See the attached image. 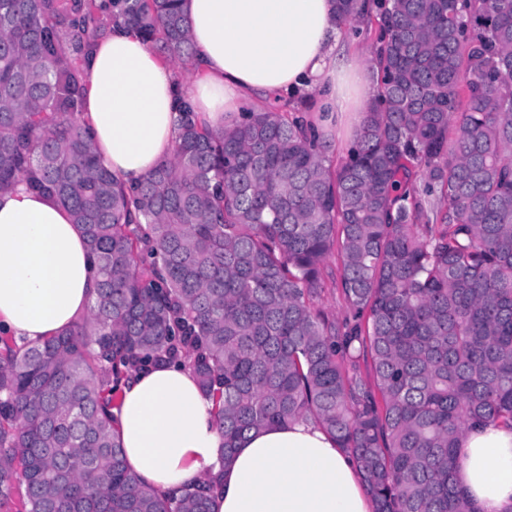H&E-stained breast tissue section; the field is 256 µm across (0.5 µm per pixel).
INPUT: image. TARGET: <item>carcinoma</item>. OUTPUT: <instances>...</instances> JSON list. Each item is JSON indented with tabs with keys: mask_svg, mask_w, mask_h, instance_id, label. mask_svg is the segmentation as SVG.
I'll list each match as a JSON object with an SVG mask.
<instances>
[{
	"mask_svg": "<svg viewBox=\"0 0 512 512\" xmlns=\"http://www.w3.org/2000/svg\"><path fill=\"white\" fill-rule=\"evenodd\" d=\"M179 0H0V192L52 196L85 234L96 296L37 345L0 342V512H216L128 468L109 407L148 363H186L224 464L297 419L332 435L374 512H476L460 440L512 428V0H335L377 22V94L338 166L277 106L219 131L183 102L173 153L127 188L83 119L120 18L188 64ZM341 261L350 317L315 307Z\"/></svg>",
	"mask_w": 512,
	"mask_h": 512,
	"instance_id": "carcinoma-1",
	"label": "carcinoma"
}]
</instances>
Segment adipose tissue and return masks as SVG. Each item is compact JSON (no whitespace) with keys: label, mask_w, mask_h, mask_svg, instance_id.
Listing matches in <instances>:
<instances>
[{"label":"adipose tissue","mask_w":512,"mask_h":512,"mask_svg":"<svg viewBox=\"0 0 512 512\" xmlns=\"http://www.w3.org/2000/svg\"><path fill=\"white\" fill-rule=\"evenodd\" d=\"M179 5L195 52L188 70L117 24L88 62L84 117L99 160L125 184L172 153L179 95L215 129L242 104L300 88L314 93L327 124L360 111L369 96L333 0ZM94 297L89 248L69 212L22 185L0 193V334L37 344L86 318ZM113 413L129 469L170 496L217 473V512H374L353 461L308 420L250 434L223 465L213 402L183 365L130 374ZM457 480L479 512H507L512 429L489 424L467 432Z\"/></svg>","instance_id":"obj_1"}]
</instances>
